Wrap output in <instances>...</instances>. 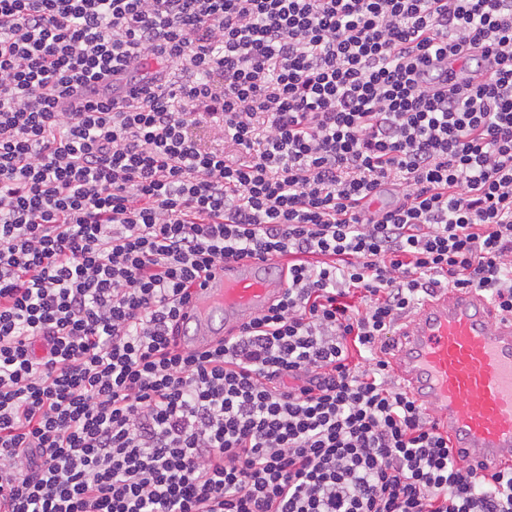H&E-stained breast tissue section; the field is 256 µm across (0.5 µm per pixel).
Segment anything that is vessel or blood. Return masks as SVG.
Listing matches in <instances>:
<instances>
[{"mask_svg":"<svg viewBox=\"0 0 512 512\" xmlns=\"http://www.w3.org/2000/svg\"><path fill=\"white\" fill-rule=\"evenodd\" d=\"M283 288L281 271L268 261L225 262L184 306L183 345L208 348ZM390 351L417 405L435 412L454 455L491 468L512 462V316L499 315L477 292L440 291L400 319Z\"/></svg>","mask_w":512,"mask_h":512,"instance_id":"b4317fda","label":"vessel or blood"}]
</instances>
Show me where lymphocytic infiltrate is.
Segmentation results:
<instances>
[{"label":"lymphocytic infiltrate","instance_id":"obj_1","mask_svg":"<svg viewBox=\"0 0 512 512\" xmlns=\"http://www.w3.org/2000/svg\"><path fill=\"white\" fill-rule=\"evenodd\" d=\"M440 288L512 315V0H0L6 512H512L392 376ZM182 311V343L203 350L224 337L231 326L269 307L282 293L280 270L265 260L227 261L202 279Z\"/></svg>","mask_w":512,"mask_h":512}]
</instances>
